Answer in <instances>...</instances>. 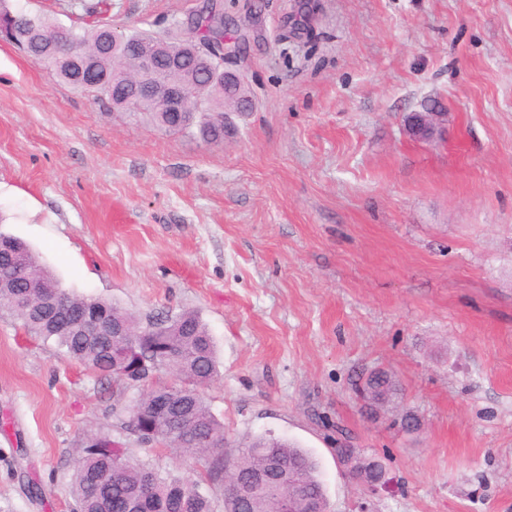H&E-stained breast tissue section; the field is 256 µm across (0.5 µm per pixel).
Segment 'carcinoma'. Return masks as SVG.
Instances as JSON below:
<instances>
[{
  "instance_id": "obj_1",
  "label": "carcinoma",
  "mask_w": 512,
  "mask_h": 512,
  "mask_svg": "<svg viewBox=\"0 0 512 512\" xmlns=\"http://www.w3.org/2000/svg\"><path fill=\"white\" fill-rule=\"evenodd\" d=\"M71 14L94 18L90 27L78 29L36 12L0 11V36L27 52L56 82L88 94L110 112H125L161 130L180 133L203 144L224 142V67L213 56L224 44V13L204 6L185 26L169 28L162 35L147 31H121L112 25L108 0H69ZM146 43L161 51L162 79L187 87V108L181 124L161 111L160 102L124 98L112 93V82L136 72L135 62L124 50ZM87 58L97 67L100 80L86 81L69 58ZM0 242L14 252V267L0 263V311H7L24 332L44 341L53 340L65 353L97 375L125 388L143 387L129 407L125 428L143 443L159 444L181 455L202 459L206 481L226 483L224 512H276L288 490V476L303 481L327 507L324 482L317 459L295 443L271 433L245 443L232 461L224 457V426L211 414L200 388L216 370V351L207 325L195 312L137 315L102 298L78 297L64 288L39 263L32 249L20 239L0 233ZM62 305L105 315L123 327L125 336L105 344L86 335L85 323L74 318L61 329L53 313ZM176 373L168 382L164 374ZM356 389L364 405L391 402L400 391L388 370H370L358 378ZM170 399L175 411L163 416L154 403ZM276 465L268 475L269 487L245 491L240 499L232 480L249 479ZM199 482L127 455L123 444L108 436L89 438L79 449L73 496L77 512H125L127 502L152 488L153 498L141 504L143 512H212L210 500L198 491Z\"/></svg>"
}]
</instances>
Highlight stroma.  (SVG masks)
I'll return each instance as SVG.
<instances>
[{"mask_svg": "<svg viewBox=\"0 0 512 512\" xmlns=\"http://www.w3.org/2000/svg\"><path fill=\"white\" fill-rule=\"evenodd\" d=\"M213 3L256 101L216 145L109 113L0 40V232L74 294L197 312L225 454L296 442L327 512H512V0ZM202 5L112 0V22L160 32ZM433 105L445 137L413 140ZM375 368L403 388L377 419L355 392ZM138 395L0 312V512H75L92 434L202 471L121 427ZM345 440L387 489L345 475Z\"/></svg>", "mask_w": 512, "mask_h": 512, "instance_id": "obj_1", "label": "stroma"}]
</instances>
